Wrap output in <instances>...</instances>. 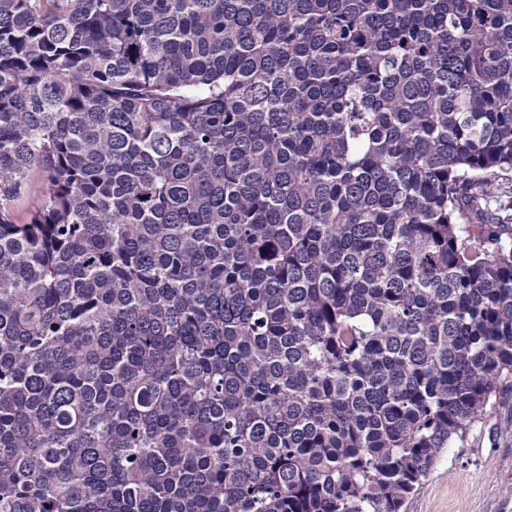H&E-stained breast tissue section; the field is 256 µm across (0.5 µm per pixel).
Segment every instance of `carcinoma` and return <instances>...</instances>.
Listing matches in <instances>:
<instances>
[{"label": "carcinoma", "mask_w": 512, "mask_h": 512, "mask_svg": "<svg viewBox=\"0 0 512 512\" xmlns=\"http://www.w3.org/2000/svg\"><path fill=\"white\" fill-rule=\"evenodd\" d=\"M508 384L512 0H0V512H404Z\"/></svg>", "instance_id": "carcinoma-1"}]
</instances>
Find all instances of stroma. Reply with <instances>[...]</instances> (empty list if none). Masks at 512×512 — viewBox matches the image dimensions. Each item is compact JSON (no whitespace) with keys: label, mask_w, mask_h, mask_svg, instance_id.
Returning a JSON list of instances; mask_svg holds the SVG:
<instances>
[{"label":"stroma","mask_w":512,"mask_h":512,"mask_svg":"<svg viewBox=\"0 0 512 512\" xmlns=\"http://www.w3.org/2000/svg\"><path fill=\"white\" fill-rule=\"evenodd\" d=\"M463 442L445 452L407 512H512V387Z\"/></svg>","instance_id":"stroma-1"}]
</instances>
